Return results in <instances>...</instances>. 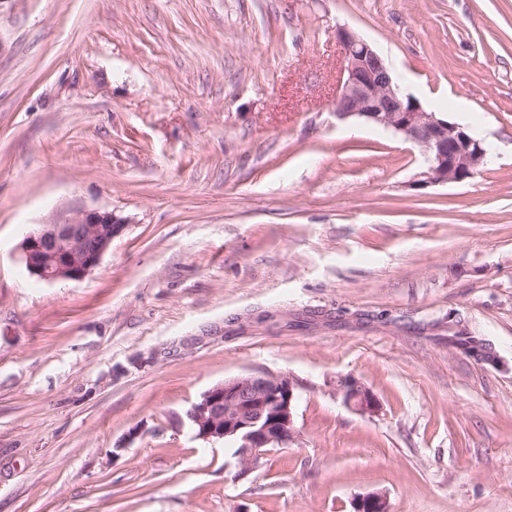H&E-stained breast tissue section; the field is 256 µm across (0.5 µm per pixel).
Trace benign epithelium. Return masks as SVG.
Returning a JSON list of instances; mask_svg holds the SVG:
<instances>
[{
  "instance_id": "7a95c632",
  "label": "benign epithelium",
  "mask_w": 512,
  "mask_h": 512,
  "mask_svg": "<svg viewBox=\"0 0 512 512\" xmlns=\"http://www.w3.org/2000/svg\"><path fill=\"white\" fill-rule=\"evenodd\" d=\"M343 65L334 99L336 117L357 118L400 135L427 155L429 165L414 186L462 183L477 173L486 150L462 125L423 109L404 93L377 52L352 29L338 26ZM125 226L111 211L79 210L45 224L19 244L27 271L54 283L80 280L93 270ZM344 402L362 414H376L375 395L352 378L337 381ZM296 385L283 375L254 372L224 380L204 391L186 416L195 436L236 448L232 481L254 473L272 448H286L296 437ZM353 512H392L386 495L355 500Z\"/></svg>"
}]
</instances>
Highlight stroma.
<instances>
[{"label": "stroma", "mask_w": 512, "mask_h": 512, "mask_svg": "<svg viewBox=\"0 0 512 512\" xmlns=\"http://www.w3.org/2000/svg\"><path fill=\"white\" fill-rule=\"evenodd\" d=\"M339 25L495 145L473 178L412 189L417 147L336 118ZM80 209L123 232L30 276L23 235ZM255 370L296 382L298 437L235 483L186 412ZM372 492L512 512V0H0V512ZM336 391L342 395L344 402L361 414H376L380 406L375 395L365 386L352 378L337 381Z\"/></svg>", "instance_id": "obj_1"}]
</instances>
